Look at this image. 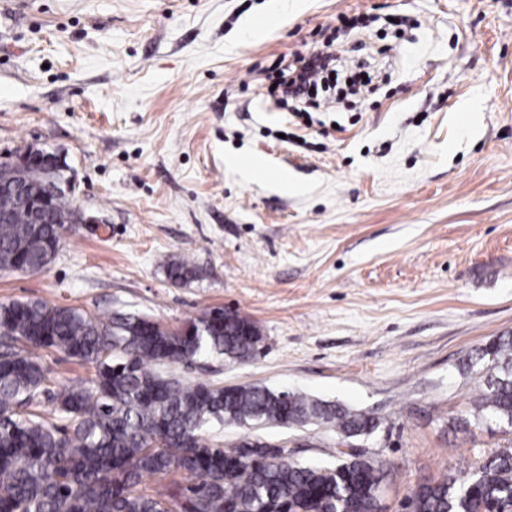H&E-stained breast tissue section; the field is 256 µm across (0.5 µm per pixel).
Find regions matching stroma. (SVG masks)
<instances>
[{
  "label": "stroma",
  "instance_id": "stroma-1",
  "mask_svg": "<svg viewBox=\"0 0 512 512\" xmlns=\"http://www.w3.org/2000/svg\"><path fill=\"white\" fill-rule=\"evenodd\" d=\"M277 2L0 0V156L57 153L84 218L46 271H0V301L171 330L237 312L255 359L161 373L371 414L351 444L392 464L384 512H407L418 484L512 448L450 424L483 388L476 349L512 335V0ZM326 41L376 92L293 112L267 70ZM168 258L198 278L172 284ZM248 435L336 456L327 424L207 433Z\"/></svg>",
  "mask_w": 512,
  "mask_h": 512
}]
</instances>
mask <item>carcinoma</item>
<instances>
[{
	"label": "carcinoma",
	"mask_w": 512,
	"mask_h": 512,
	"mask_svg": "<svg viewBox=\"0 0 512 512\" xmlns=\"http://www.w3.org/2000/svg\"><path fill=\"white\" fill-rule=\"evenodd\" d=\"M27 200L0 185V270L48 268L66 228L30 223L44 197L53 214L71 210L66 191L27 173ZM170 281L196 278L187 261L164 263ZM253 322L222 307L207 310L190 331L167 329L146 315L104 319L43 299L0 304V512H382L387 463L340 452L326 464L273 456L259 440L224 447L205 437L218 422L336 427L347 439L366 436L376 419L344 405L262 386L224 388L165 377L156 365L192 364L209 353L248 362L261 334ZM91 364L88 380L50 387L40 351ZM487 368L473 420L512 424V336L476 350ZM56 421L37 409L41 396ZM186 474L170 493L142 487L146 475ZM411 512H512V448L482 457L469 477L448 473L408 497Z\"/></svg>",
	"instance_id": "carcinoma-1"
}]
</instances>
